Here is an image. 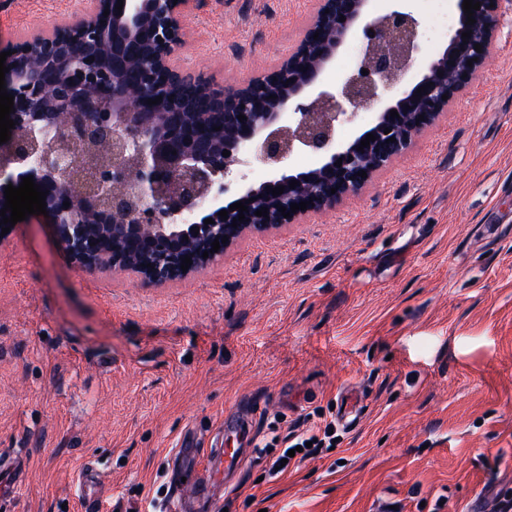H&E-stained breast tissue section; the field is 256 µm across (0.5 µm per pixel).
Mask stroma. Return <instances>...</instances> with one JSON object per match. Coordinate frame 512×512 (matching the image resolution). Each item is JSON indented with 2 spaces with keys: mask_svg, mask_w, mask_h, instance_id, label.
Returning a JSON list of instances; mask_svg holds the SVG:
<instances>
[{
  "mask_svg": "<svg viewBox=\"0 0 512 512\" xmlns=\"http://www.w3.org/2000/svg\"><path fill=\"white\" fill-rule=\"evenodd\" d=\"M87 0H0V39ZM317 0H203L175 57L238 87L279 67ZM419 50L398 97L440 53L420 0ZM359 388L333 450L268 475L259 449ZM255 449L227 512H493L512 487V8L491 60L412 146L335 209L250 236L169 285L89 273L42 216L0 245V457L26 470L0 512H145L172 453L209 451L227 412ZM101 493V473L94 464L88 463L78 478V498L84 507L82 512H95Z\"/></svg>",
  "mask_w": 512,
  "mask_h": 512,
  "instance_id": "obj_1",
  "label": "stroma"
}]
</instances>
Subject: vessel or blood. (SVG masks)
I'll list each match as a JSON object with an SVG mask.
<instances>
[{
	"instance_id": "1",
	"label": "vessel or blood",
	"mask_w": 512,
	"mask_h": 512,
	"mask_svg": "<svg viewBox=\"0 0 512 512\" xmlns=\"http://www.w3.org/2000/svg\"><path fill=\"white\" fill-rule=\"evenodd\" d=\"M363 404V395L356 389H347L336 404V421L347 427L354 423ZM243 458L241 449L214 448L204 453L193 446L177 449L174 460L179 465L180 480L177 492L171 498L174 512H181L186 500L208 496L211 485L220 483ZM102 493V476L94 464H87L79 474L78 498L83 512H94Z\"/></svg>"
}]
</instances>
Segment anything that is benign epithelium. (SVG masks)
I'll return each mask as SVG.
<instances>
[{
    "label": "benign epithelium",
    "mask_w": 512,
    "mask_h": 512,
    "mask_svg": "<svg viewBox=\"0 0 512 512\" xmlns=\"http://www.w3.org/2000/svg\"><path fill=\"white\" fill-rule=\"evenodd\" d=\"M478 1L476 23L460 15L420 79L383 102L379 90L399 80L418 49L410 0H391L381 15L371 11L370 0H319L281 65L231 89L174 64L186 43L185 20L199 0H124L120 11L118 0H89L86 13L0 47L11 52L5 90L14 96L15 122L10 140L0 144V209L4 187L17 188L31 175L47 192L46 221L81 269L131 272L153 285L182 280L223 257L247 232L336 207L408 149L489 61L503 0ZM467 31L471 37L464 40ZM350 40L364 52L336 86L327 75ZM285 77L292 83L283 84ZM422 86L425 92L417 93ZM177 87L190 95L172 100L168 92ZM158 96L159 103L147 104ZM372 108L369 129L336 141V125ZM393 109L399 117L390 116ZM369 133L376 140L357 151ZM298 152L314 154L315 166L296 170ZM246 157L264 162L262 182L239 176ZM361 171L366 177L357 176ZM280 186L282 194L268 192ZM228 193L248 209L235 228L239 211L223 204ZM310 199L288 218L279 212ZM263 207L266 218L255 215ZM222 210L228 219L218 215ZM207 218L213 223H204ZM224 237L218 252H210ZM186 256L192 264L184 271Z\"/></svg>",
    "instance_id": "7a95c632"
}]
</instances>
